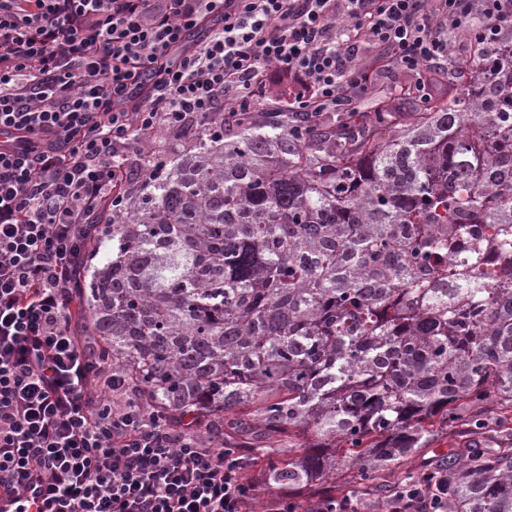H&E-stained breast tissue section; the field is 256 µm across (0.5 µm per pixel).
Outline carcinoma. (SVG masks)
Masks as SVG:
<instances>
[{
    "instance_id": "1",
    "label": "carcinoma",
    "mask_w": 512,
    "mask_h": 512,
    "mask_svg": "<svg viewBox=\"0 0 512 512\" xmlns=\"http://www.w3.org/2000/svg\"><path fill=\"white\" fill-rule=\"evenodd\" d=\"M372 112L249 115L105 209L78 293L96 352L269 492L383 476L436 424L512 412V37ZM448 512H512V448L439 459Z\"/></svg>"
}]
</instances>
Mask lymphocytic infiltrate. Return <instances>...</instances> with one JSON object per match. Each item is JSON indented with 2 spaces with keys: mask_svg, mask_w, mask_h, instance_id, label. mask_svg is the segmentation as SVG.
Masks as SVG:
<instances>
[{
  "mask_svg": "<svg viewBox=\"0 0 512 512\" xmlns=\"http://www.w3.org/2000/svg\"><path fill=\"white\" fill-rule=\"evenodd\" d=\"M512 0H0V494L46 512H249L262 479L133 397L82 340L76 298L139 137H218L242 112L349 107L372 74L447 66L448 34L499 45ZM287 101L263 102L269 68ZM448 481L391 512H444ZM43 489L37 482H32L21 498L2 495L0 497L1 512H35V503H40L43 499Z\"/></svg>",
  "mask_w": 512,
  "mask_h": 512,
  "instance_id": "lymphocytic-infiltrate-1",
  "label": "lymphocytic infiltrate"
}]
</instances>
